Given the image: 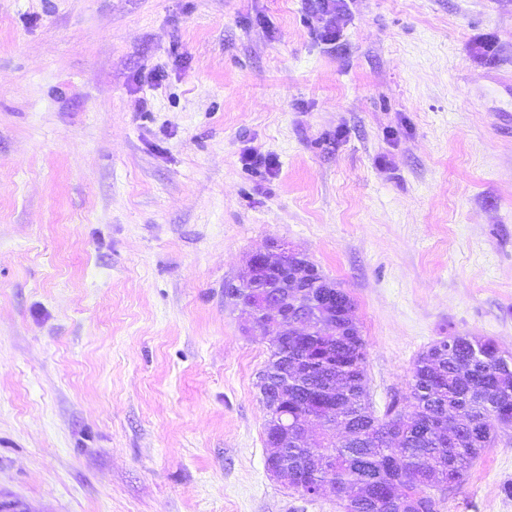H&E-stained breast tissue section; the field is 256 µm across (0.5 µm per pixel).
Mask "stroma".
Segmentation results:
<instances>
[{
    "label": "stroma",
    "instance_id": "stroma-1",
    "mask_svg": "<svg viewBox=\"0 0 512 512\" xmlns=\"http://www.w3.org/2000/svg\"><path fill=\"white\" fill-rule=\"evenodd\" d=\"M280 243L367 387L512 351V0H0V512H342L270 477L224 298ZM512 428L442 512H512Z\"/></svg>",
    "mask_w": 512,
    "mask_h": 512
}]
</instances>
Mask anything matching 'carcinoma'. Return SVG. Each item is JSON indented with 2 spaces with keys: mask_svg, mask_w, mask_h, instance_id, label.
<instances>
[{
  "mask_svg": "<svg viewBox=\"0 0 512 512\" xmlns=\"http://www.w3.org/2000/svg\"><path fill=\"white\" fill-rule=\"evenodd\" d=\"M275 279L270 272L258 287L226 288L224 297L251 309L263 328L261 300ZM309 289L331 303L336 318L319 319L310 307L288 302V325L308 320L310 335L278 341L268 364L282 359L311 368L289 384L282 404L288 420L344 426L351 436L303 446L289 440L279 454L291 481L307 490L331 486L346 512H439L431 490L458 486L512 425V353L476 336L439 340L415 360L413 414L404 416L394 400L380 418L368 397L366 343L352 299L323 275Z\"/></svg>",
  "mask_w": 512,
  "mask_h": 512,
  "instance_id": "1",
  "label": "carcinoma"
}]
</instances>
